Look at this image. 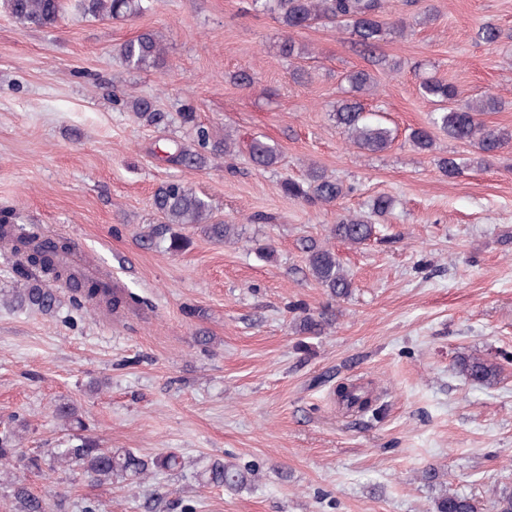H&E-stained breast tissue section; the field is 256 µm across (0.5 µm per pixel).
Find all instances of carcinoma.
<instances>
[{"label":"carcinoma","mask_w":512,"mask_h":512,"mask_svg":"<svg viewBox=\"0 0 512 512\" xmlns=\"http://www.w3.org/2000/svg\"><path fill=\"white\" fill-rule=\"evenodd\" d=\"M67 0H4L5 9L14 21L24 29L52 27L65 12ZM76 7L95 19L118 20L141 15L149 10V0H77ZM253 10L270 14L284 28L297 30L310 26L316 21L336 24L347 31L354 43L368 54H373L381 41L392 33L402 35L406 30L404 21L388 23L382 20L385 0H251ZM120 55L126 66L133 70L158 69L165 61L161 36L153 31L139 34L120 47ZM349 96L336 102L331 111L336 126L343 129L349 142L358 149L379 152L391 146L396 138L395 130L380 122L375 114L366 110L361 100L377 88L376 79L364 70H353L346 74ZM423 97L435 105L429 125L413 128L407 140L419 152H431L435 147L434 130L448 138L467 141L478 150L479 164L485 165L497 156L505 146L512 143V129L490 128L479 121L485 112H497L502 102L492 94L467 99L458 89L438 79L430 78L420 84ZM129 109L135 117L148 125H159L165 114L146 98L129 102ZM198 148L174 144L166 155L169 162L184 163L203 167L209 160L217 161L234 152L235 140L230 135L224 139L214 138L208 130H196ZM251 163L258 169H270L278 164L279 149L259 138L249 144ZM440 172L454 177L471 162L462 158L441 157L437 160ZM279 189L287 198L300 199L310 204L331 205L354 191L340 181L327 176L320 168L312 166L306 178L295 181L285 178ZM152 206L161 218V223L171 225L201 226L203 232L215 241L228 242L238 236L234 224L215 219L211 205L194 191L178 182H169L157 187L152 197ZM376 233V225L362 216L342 217L333 227L336 239L350 245H364ZM0 249L13 254L22 266L41 270L49 279L63 282L72 289L71 304L79 309L92 311L101 304L116 310L138 298L127 295L112 287L109 276L97 278L85 276L77 267L66 261L70 246L63 240L45 241L36 235L22 231L17 225L13 209L0 208ZM305 262L310 274L320 287L328 291L331 298H347L353 283L342 268L335 252L315 242L303 246ZM9 307L25 309L43 315H52L61 305L57 291L47 283L23 275V279L0 297ZM335 318L331 308L317 312L303 311L298 317L296 332L306 336L321 334ZM456 367L467 379L486 386H493L501 380L503 369L500 364L477 354L457 356ZM340 404L348 409L365 410L371 403L369 394L355 385H340L336 388ZM16 433L7 428L0 432V460L7 461L16 452ZM60 462L78 465L95 481L105 482L121 478L131 484L145 479L151 470L173 469L180 464L175 453L148 461L131 450L99 448L89 440H82L62 449ZM256 470L242 467L220 459L213 460L200 474L206 485L236 489L251 481ZM433 512H478L474 499L457 493H448L434 501Z\"/></svg>","instance_id":"cac0c4a2"}]
</instances>
